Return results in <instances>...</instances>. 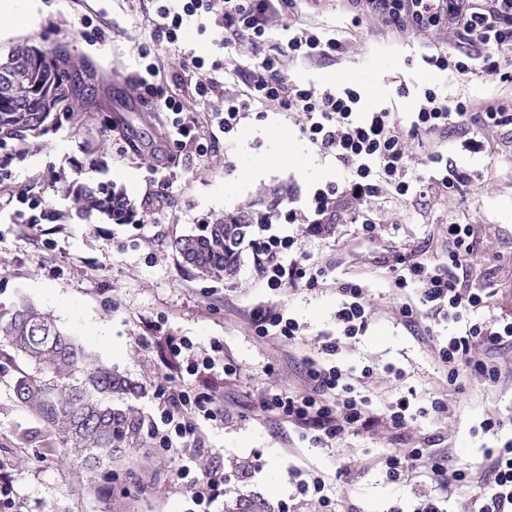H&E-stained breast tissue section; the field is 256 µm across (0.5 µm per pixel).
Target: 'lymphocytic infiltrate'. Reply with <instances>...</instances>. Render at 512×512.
Here are the masks:
<instances>
[{"mask_svg": "<svg viewBox=\"0 0 512 512\" xmlns=\"http://www.w3.org/2000/svg\"><path fill=\"white\" fill-rule=\"evenodd\" d=\"M297 2L173 0L156 10V33L166 43L179 42L190 22L212 15L224 31L214 42L216 49L230 56L251 49L253 64L244 94L225 96L223 109L213 117L221 133H236L252 106H274L287 112L301 136L338 172L336 180L315 187L305 199L292 197L286 205L274 207L262 221L265 234L251 240L257 274L274 290L319 287L326 269L310 262L298 237L270 233V225L302 224L317 233L322 225L348 218L358 224L362 237L371 239L384 222L382 205L393 199L433 200L456 211L462 188L480 178L478 170L466 165V158L490 156L512 146V0H345L353 27L424 44V70L446 74L460 84L479 75L495 85L477 101L436 83L393 76L395 95L411 105L406 122L386 107L363 110L360 87H319L282 77L288 60L312 63L358 53L355 39L326 34L300 20ZM279 21L288 37L275 53H263L265 35ZM144 71L136 88L142 99L157 100L171 113L176 146L192 144L205 151L198 118L179 96L164 94L155 84L154 65H146ZM474 229L466 215L449 222L447 262L425 261L408 248L383 260L394 288L417 289L415 302L399 310L404 324L414 327L427 320L447 325L448 337L438 354L452 386L465 376L498 383L500 368L478 353L512 347V319L489 322L476 316L487 307L493 288L469 285L460 277L474 261ZM337 293V334L323 346L325 360L307 359L306 389L271 393L262 400L264 410L306 429L309 442L320 447L332 445L352 428L367 429L382 421L400 431L413 419L405 400L383 413L374 412L348 373L332 363V356L349 339L366 331L371 318L367 288L350 281L340 284ZM159 398L165 426L159 444L164 448L177 440L190 442L199 419H216L219 411L213 394L187 387H162ZM447 459V449L427 436L422 446L390 449L383 459L384 475L398 483L424 469L431 491L415 496L411 512H446L445 503L459 487L475 484L485 491L479 512H512V439L488 450L474 467L452 469Z\"/></svg>", "mask_w": 512, "mask_h": 512, "instance_id": "1", "label": "lymphocytic infiltrate"}]
</instances>
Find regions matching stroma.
I'll use <instances>...</instances> for the list:
<instances>
[{
	"mask_svg": "<svg viewBox=\"0 0 512 512\" xmlns=\"http://www.w3.org/2000/svg\"><path fill=\"white\" fill-rule=\"evenodd\" d=\"M35 27L0 41V53L28 43L37 47L65 46L96 73L100 98L110 100L119 116L118 129L99 123L76 129L64 124L38 138L21 158L0 165V305L25 299L50 313L57 325L88 350L129 377L146 382L149 393L140 410L159 423L155 395L164 378L175 385L208 389L217 394L224 410L220 420L200 421L194 443L164 449L157 442L137 450L129 466L106 462L91 477L77 482L69 463L60 459L40 432V425L11 400L16 367L0 364V512H230L237 500L254 499L290 512H315L313 504L294 499L296 473L322 472L334 482L337 469L348 460L360 466L351 486H336L337 512H408L415 494L425 492L420 478L400 484L388 482L379 460L395 441L383 427L352 430L322 448L309 443L300 429L279 425L261 411L259 399L267 391H297L304 387L303 361L323 359L321 345L336 334L339 284L360 282L369 290L373 314L364 335L350 339L336 362L350 372L352 383L367 395L375 409L403 398L416 417L409 433L433 435L447 448L450 464L480 463L488 449L512 438L485 434L480 424L493 415L512 414V348L494 351L507 377L496 390L465 381L452 391L439 363L444 327L418 334L398 315L400 303L415 300L417 290L390 288L380 257L403 246L416 248L433 261L443 260L449 215L438 206L386 203L397 221L381 225L376 239L360 237L355 225H336L332 234L311 236L298 225L278 230L298 236L312 261L328 266L325 286L313 290H271L258 280L251 250H244L237 272L223 279L198 277L184 267L174 242L212 217L252 207L266 210L274 188L294 185L306 197L317 185L335 179L336 170L322 160L301 137L286 112L266 108L263 118L249 117L227 140L209 139L207 154L194 146L169 149L165 143L170 113L156 104H141L135 89L144 60L159 68L157 80L165 93H180L184 76L181 57L195 52L218 59L214 30L189 28L182 41L158 42L154 20L156 0H40ZM364 49L358 56L320 63L284 65L288 80L333 86L344 81L364 90L368 105L390 101L391 77L408 73L409 62H420L417 44L383 41L378 35H359ZM251 56L237 57L234 71L211 72L216 93L197 102L201 126L222 106L228 94L242 92ZM108 141L93 165L85 164L88 143ZM159 149L153 165L141 154ZM81 164V182L112 181L123 186L137 207L132 223L116 224L100 216L85 223L72 203L51 180L53 170ZM493 185L464 190L466 209L477 220L475 261L470 283L495 288L480 318L512 317V157L478 158L473 163ZM169 187L155 194L158 180ZM30 189L64 220L31 223L27 206L11 203V189ZM285 310L305 328L293 344L260 338L251 329L258 307ZM184 337L201 348L219 343L221 359L236 369L225 375L218 367L187 375L184 366L168 362V337ZM371 377H364L365 368ZM447 399L446 416L429 412L432 399ZM191 474L218 471L224 477L207 510H199L184 480Z\"/></svg>",
	"mask_w": 512,
	"mask_h": 512,
	"instance_id": "1",
	"label": "stroma"
}]
</instances>
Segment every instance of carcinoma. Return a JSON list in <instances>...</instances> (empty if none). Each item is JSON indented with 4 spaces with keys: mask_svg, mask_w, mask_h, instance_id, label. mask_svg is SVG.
<instances>
[{
    "mask_svg": "<svg viewBox=\"0 0 512 512\" xmlns=\"http://www.w3.org/2000/svg\"><path fill=\"white\" fill-rule=\"evenodd\" d=\"M32 51L19 45L7 56L28 81L30 98L21 103L0 92V150L27 146L29 138L63 122L79 127L92 115L113 128L111 113L90 107L77 65L71 64L69 71L58 68L64 48L42 49L39 62ZM45 86L56 97L52 112L40 111L38 94ZM79 173L78 165L60 169L52 180L72 198L81 219L105 216L116 224L135 219L137 210L124 189L110 181L87 185L79 181ZM265 215L251 209L215 217L199 232L176 239L175 250L202 276H231L241 262L242 244ZM0 355L27 363L14 380V401L55 438V449L76 468L78 480L105 459H125L151 438L150 421L133 404L144 397L146 386L113 369L29 301L0 307Z\"/></svg>",
    "mask_w": 512,
    "mask_h": 512,
    "instance_id": "carcinoma-1",
    "label": "carcinoma"
}]
</instances>
